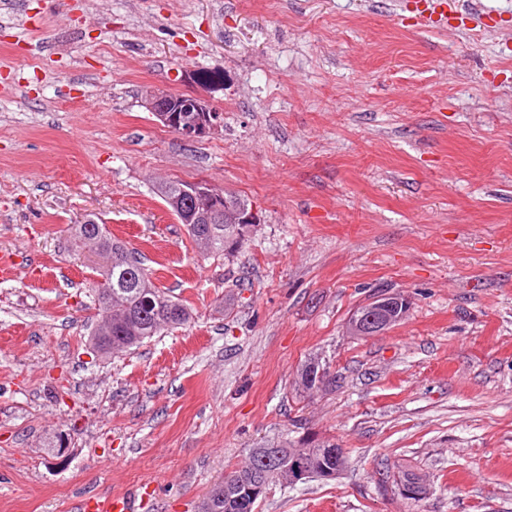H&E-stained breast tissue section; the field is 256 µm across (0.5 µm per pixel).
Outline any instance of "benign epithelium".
I'll use <instances>...</instances> for the list:
<instances>
[{
    "mask_svg": "<svg viewBox=\"0 0 512 512\" xmlns=\"http://www.w3.org/2000/svg\"><path fill=\"white\" fill-rule=\"evenodd\" d=\"M142 104L164 126L186 140H196L216 130L219 121L217 109L208 101L193 95H175L160 88L146 90ZM179 204L184 224H214L227 217L239 224H257L260 219L254 208H235L224 195V190L214 187L206 180L185 183ZM401 298L397 294L384 295L365 310L352 314L349 322L350 333L371 336L387 330L404 318L401 312ZM308 450H297L288 469L278 477L292 485L304 482L313 476L303 465Z\"/></svg>",
    "mask_w": 512,
    "mask_h": 512,
    "instance_id": "benign-epithelium-1",
    "label": "benign epithelium"
}]
</instances>
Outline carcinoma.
<instances>
[{
    "instance_id": "1",
    "label": "carcinoma",
    "mask_w": 512,
    "mask_h": 512,
    "mask_svg": "<svg viewBox=\"0 0 512 512\" xmlns=\"http://www.w3.org/2000/svg\"><path fill=\"white\" fill-rule=\"evenodd\" d=\"M251 231L249 224H207L201 231L187 229L201 254L206 257L230 259L239 252ZM76 234L92 245L108 263L101 266L98 276L112 285L109 296L112 310V332L102 337L91 332L93 348L103 356L116 357L165 331L187 324L191 318L188 306L180 299L154 285L135 251L112 236L98 221L76 225ZM319 383L321 388L336 386V374L330 366L317 359H308L299 371L298 390L307 384ZM303 447L314 449L312 467L317 474L335 466L329 440L305 442ZM288 448L284 442L275 448H257L245 465L233 469L239 477L214 483L204 495L199 512H255L259 498L270 484L278 481L275 471L288 466Z\"/></svg>"
}]
</instances>
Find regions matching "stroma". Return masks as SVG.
<instances>
[{
    "label": "stroma",
    "mask_w": 512,
    "mask_h": 512,
    "mask_svg": "<svg viewBox=\"0 0 512 512\" xmlns=\"http://www.w3.org/2000/svg\"><path fill=\"white\" fill-rule=\"evenodd\" d=\"M464 2L481 25L413 0H0V253L20 258L0 281V512L124 491L195 512L253 449L305 437L347 467L257 512H512V0ZM149 87L204 92L218 130L181 138ZM160 177L261 222L204 257ZM88 215L188 324L93 350ZM382 285L404 320L349 334ZM311 357L337 383L302 397ZM386 467L425 497L385 491Z\"/></svg>",
    "instance_id": "obj_1"
}]
</instances>
